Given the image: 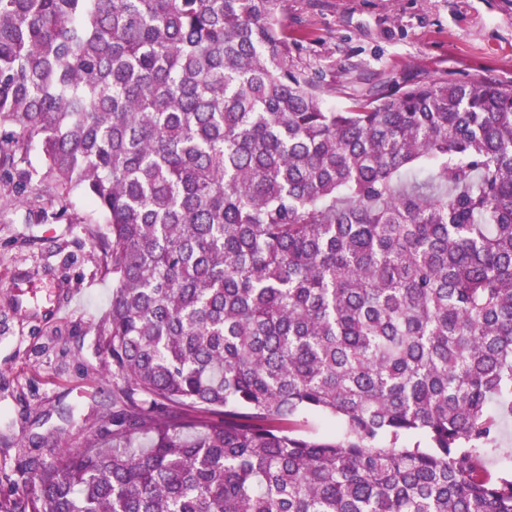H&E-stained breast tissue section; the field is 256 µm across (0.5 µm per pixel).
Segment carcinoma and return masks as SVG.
<instances>
[{
    "label": "carcinoma",
    "mask_w": 512,
    "mask_h": 512,
    "mask_svg": "<svg viewBox=\"0 0 512 512\" xmlns=\"http://www.w3.org/2000/svg\"><path fill=\"white\" fill-rule=\"evenodd\" d=\"M280 2L0 0V182L108 225L123 405L22 512H512V84L329 105Z\"/></svg>",
    "instance_id": "carcinoma-1"
}]
</instances>
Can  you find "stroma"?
<instances>
[{
	"label": "stroma",
	"mask_w": 512,
	"mask_h": 512,
	"mask_svg": "<svg viewBox=\"0 0 512 512\" xmlns=\"http://www.w3.org/2000/svg\"><path fill=\"white\" fill-rule=\"evenodd\" d=\"M281 15L333 104L385 82H512V0H282ZM70 212L37 224L0 190V512L60 449L112 428V279L91 248L107 227L83 196Z\"/></svg>",
	"instance_id": "obj_1"
}]
</instances>
